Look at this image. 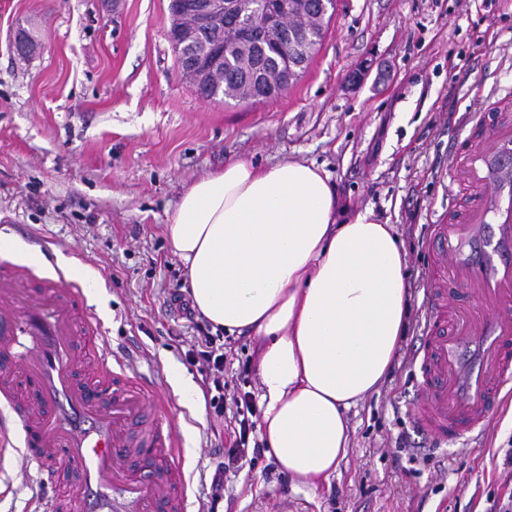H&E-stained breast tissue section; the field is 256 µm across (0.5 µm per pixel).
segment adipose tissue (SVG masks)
<instances>
[{
  "label": "adipose tissue",
  "instance_id": "adipose-tissue-1",
  "mask_svg": "<svg viewBox=\"0 0 512 512\" xmlns=\"http://www.w3.org/2000/svg\"><path fill=\"white\" fill-rule=\"evenodd\" d=\"M196 310L261 347V438L290 476L328 479L346 411L375 391L405 325V256L372 211L340 216L323 169L246 159L189 185L168 219Z\"/></svg>",
  "mask_w": 512,
  "mask_h": 512
}]
</instances>
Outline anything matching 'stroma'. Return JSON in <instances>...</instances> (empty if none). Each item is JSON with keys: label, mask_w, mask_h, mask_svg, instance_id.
I'll return each instance as SVG.
<instances>
[{"label": "stroma", "mask_w": 512, "mask_h": 512, "mask_svg": "<svg viewBox=\"0 0 512 512\" xmlns=\"http://www.w3.org/2000/svg\"><path fill=\"white\" fill-rule=\"evenodd\" d=\"M168 0H0V234L42 253L38 276L69 263L100 287L84 295L110 350L175 420L197 512L233 436L216 415L196 331L171 302L185 273L164 234L184 189L246 158L327 171L348 210L393 225L406 254L407 325L380 387L351 408V448L329 480L284 475L263 453L228 472L223 512H490L512 499V411L479 435L429 450L413 422L432 254L430 226L460 210L448 146L465 113L512 98V0H336L301 77L260 103L202 100L167 38ZM33 29L39 51L10 40ZM225 396H258L256 344L225 335ZM0 512H41L53 485L15 461Z\"/></svg>", "instance_id": "stroma-1"}]
</instances>
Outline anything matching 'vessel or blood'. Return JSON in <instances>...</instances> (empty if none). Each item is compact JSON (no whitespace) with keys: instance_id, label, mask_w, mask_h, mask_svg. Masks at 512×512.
Masks as SVG:
<instances>
[{"instance_id":"obj_1","label":"vessel or blood","mask_w":512,"mask_h":512,"mask_svg":"<svg viewBox=\"0 0 512 512\" xmlns=\"http://www.w3.org/2000/svg\"><path fill=\"white\" fill-rule=\"evenodd\" d=\"M467 135L448 149L451 173L470 194L457 224L432 225L433 281L425 301L420 357L426 379L414 406L417 426L435 445L473 433L512 396V114L468 115ZM25 266L0 267V397L24 435L16 448L0 427V470L24 454L51 477L55 449L68 451L78 488L53 495L49 512H183L188 496L173 424L123 360L91 353L87 383L75 371L80 340L99 329L82 292L65 278L43 282L40 297ZM476 288L480 304L456 306L448 284ZM110 395L109 407L92 402ZM150 413L140 435L133 417Z\"/></svg>"}]
</instances>
